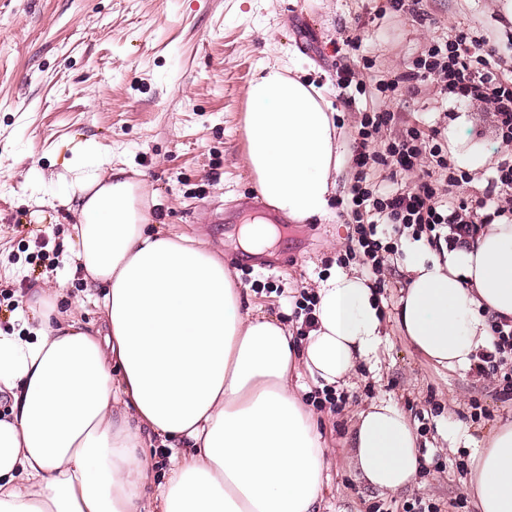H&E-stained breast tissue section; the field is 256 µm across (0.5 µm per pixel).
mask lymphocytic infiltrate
I'll list each match as a JSON object with an SVG mask.
<instances>
[{"label":"lymphocytic infiltrate","mask_w":512,"mask_h":512,"mask_svg":"<svg viewBox=\"0 0 512 512\" xmlns=\"http://www.w3.org/2000/svg\"><path fill=\"white\" fill-rule=\"evenodd\" d=\"M498 54L486 40L461 33L430 46L408 71L379 84V92L387 94L402 83L430 79L440 83L450 98L485 100L496 118L505 153L484 196L471 206L442 193L443 187H457L459 180L448 172L440 143H426L423 132L414 126L388 142H379L382 128L393 122L394 113H363L351 148L356 174L340 201L353 226V245L338 255L339 264L357 256L376 272L384 254L394 251L404 234L426 238L435 247L444 239L458 243L475 236L486 224L512 223V75L502 72ZM375 164L414 176L415 181L377 187L369 179ZM443 226L448 227V236H441Z\"/></svg>","instance_id":"obj_1"}]
</instances>
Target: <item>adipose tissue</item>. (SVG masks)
Instances as JSON below:
<instances>
[{
  "label": "adipose tissue",
  "instance_id": "ef3b65f1",
  "mask_svg": "<svg viewBox=\"0 0 512 512\" xmlns=\"http://www.w3.org/2000/svg\"><path fill=\"white\" fill-rule=\"evenodd\" d=\"M246 96L244 162L261 195L297 221L327 215L341 153L320 89L269 63ZM75 186L86 197L67 267L102 290L101 322L52 314L34 288L37 326L0 335V512H317L329 447L291 379L338 390L376 359L384 326L371 283L330 267L299 340L245 305L203 241L151 227L139 183L114 170ZM403 271L409 347L470 368L491 347L489 318H512V223L439 256L410 253ZM155 438L169 449L158 483ZM350 445L377 490H401L419 470L417 436L392 402L358 413ZM465 490L476 512H512V422L475 442Z\"/></svg>",
  "mask_w": 512,
  "mask_h": 512
}]
</instances>
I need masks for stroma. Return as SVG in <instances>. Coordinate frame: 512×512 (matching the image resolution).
Wrapping results in <instances>:
<instances>
[{
    "mask_svg": "<svg viewBox=\"0 0 512 512\" xmlns=\"http://www.w3.org/2000/svg\"><path fill=\"white\" fill-rule=\"evenodd\" d=\"M0 0V333L17 332L29 288H60L59 310L87 325L99 310L81 275L65 276L75 246L73 166L125 170L141 182L161 228L205 241L224 259L250 305L285 320L296 338L309 329L298 314L301 292H314L351 244L338 208L306 221L281 216L284 237L264 254L239 245L244 217L263 197L244 165L246 88L264 63L299 60L336 112L342 147H350L362 112L386 108L398 120L388 136L413 125L454 136L458 154L484 156L462 196H482L504 152L484 103L453 101L426 81L383 100L377 85L407 70L436 42L461 30L498 44L512 68V30L500 0ZM360 79L339 89L336 67ZM427 240L402 237L397 253L371 277L386 336L378 359L358 363L341 409L310 402L328 442L329 488L322 512H403L424 498L449 512L463 497L469 446L512 421V391L499 376L451 372L408 347L395 316L402 264ZM384 399L408 415L422 461L414 481L396 492L370 488L348 446L358 412ZM484 413L472 415V404Z\"/></svg>",
    "mask_w": 512,
    "mask_h": 512,
    "instance_id": "stroma-1",
    "label": "stroma"
}]
</instances>
